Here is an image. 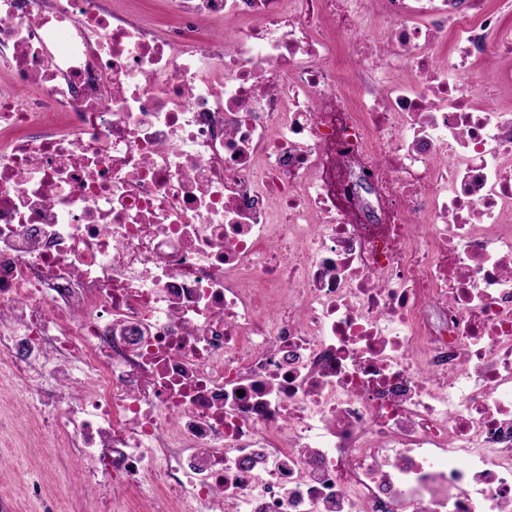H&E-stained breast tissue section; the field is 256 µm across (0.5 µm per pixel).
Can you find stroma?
Masks as SVG:
<instances>
[{
	"label": "stroma",
	"instance_id": "obj_1",
	"mask_svg": "<svg viewBox=\"0 0 512 512\" xmlns=\"http://www.w3.org/2000/svg\"><path fill=\"white\" fill-rule=\"evenodd\" d=\"M20 512H99L73 449L35 427L23 393L0 379V492Z\"/></svg>",
	"mask_w": 512,
	"mask_h": 512
}]
</instances>
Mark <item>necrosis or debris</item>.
I'll return each mask as SVG.
<instances>
[{
    "label": "necrosis or debris",
    "instance_id": "obj_1",
    "mask_svg": "<svg viewBox=\"0 0 512 512\" xmlns=\"http://www.w3.org/2000/svg\"><path fill=\"white\" fill-rule=\"evenodd\" d=\"M165 6L0 0L30 416L101 512H512V108L463 78L512 0ZM115 6L140 12L160 22L165 20L163 0L117 1Z\"/></svg>",
    "mask_w": 512,
    "mask_h": 512
}]
</instances>
